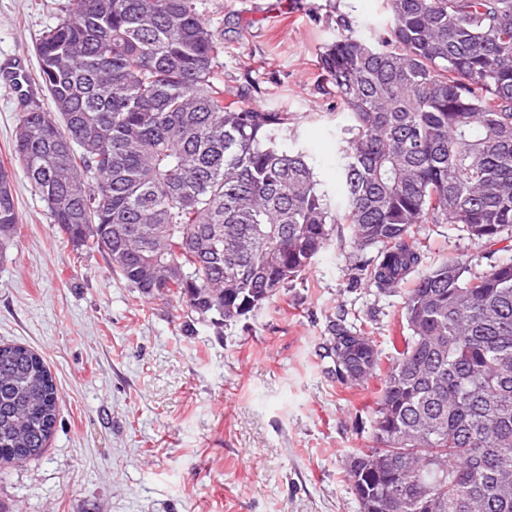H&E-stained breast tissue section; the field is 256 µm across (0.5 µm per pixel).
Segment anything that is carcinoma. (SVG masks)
<instances>
[{
  "instance_id": "carcinoma-1",
  "label": "carcinoma",
  "mask_w": 512,
  "mask_h": 512,
  "mask_svg": "<svg viewBox=\"0 0 512 512\" xmlns=\"http://www.w3.org/2000/svg\"><path fill=\"white\" fill-rule=\"evenodd\" d=\"M373 43L352 21L318 65L348 123L346 206L332 208L294 116L229 96L224 38L198 0H67L35 43L42 92L13 159L77 251L106 256L145 298H175L216 332L303 278L336 225L381 289L423 264L421 224H455L495 245L512 233V0H389ZM13 172L0 165V256L19 236ZM448 259L404 301L410 335L374 409L372 445L349 456L360 512H512V262L464 276ZM343 339L336 380L359 384L379 351ZM58 392L43 358L0 345V454L40 457Z\"/></svg>"
}]
</instances>
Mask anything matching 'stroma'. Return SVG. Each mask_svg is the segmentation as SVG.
<instances>
[{
	"label": "stroma",
	"mask_w": 512,
	"mask_h": 512,
	"mask_svg": "<svg viewBox=\"0 0 512 512\" xmlns=\"http://www.w3.org/2000/svg\"><path fill=\"white\" fill-rule=\"evenodd\" d=\"M66 0H0V69L38 74L35 41ZM224 37V88L295 120L302 147L342 204L338 136L318 55L339 18L376 41L387 0H199ZM22 102L0 83V164H10ZM21 233L0 259V343L38 353L59 391L41 457L0 468V512H360L343 478L366 448L385 369L408 329L404 291L350 287L351 230L341 224L303 280L216 334L186 324L175 300L146 299L97 252L77 254L23 172L14 176ZM427 265L465 255L469 274L512 259L450 224H424ZM363 326L381 370L350 389L320 357L332 322Z\"/></svg>",
	"instance_id": "stroma-1"
}]
</instances>
